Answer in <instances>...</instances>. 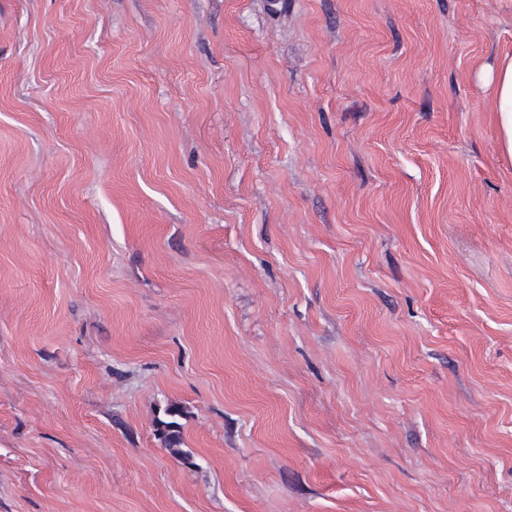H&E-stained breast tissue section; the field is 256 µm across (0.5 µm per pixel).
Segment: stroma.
Masks as SVG:
<instances>
[{
  "label": "stroma",
  "instance_id": "obj_1",
  "mask_svg": "<svg viewBox=\"0 0 512 512\" xmlns=\"http://www.w3.org/2000/svg\"><path fill=\"white\" fill-rule=\"evenodd\" d=\"M507 55L502 0H0V512H512ZM490 87L500 152L512 159V57L501 60L490 78ZM165 415V420H159V430L164 447L174 456H182L184 451L181 446L184 442L182 425L178 421V418L182 416V411L177 407L171 406L166 409Z\"/></svg>",
  "mask_w": 512,
  "mask_h": 512
}]
</instances>
